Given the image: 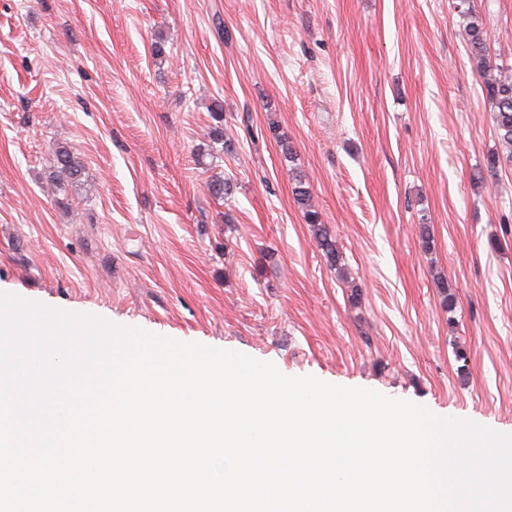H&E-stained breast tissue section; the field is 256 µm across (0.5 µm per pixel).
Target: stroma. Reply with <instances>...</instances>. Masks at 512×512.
I'll use <instances>...</instances> for the list:
<instances>
[{
  "instance_id": "obj_1",
  "label": "stroma",
  "mask_w": 512,
  "mask_h": 512,
  "mask_svg": "<svg viewBox=\"0 0 512 512\" xmlns=\"http://www.w3.org/2000/svg\"><path fill=\"white\" fill-rule=\"evenodd\" d=\"M458 2L0 0V291L511 430L512 161ZM470 4L512 64V0ZM54 172H52V182L55 187L61 188L64 185L61 180L63 177L69 183H76L79 180L82 172V164L80 159L73 151L67 147H59L54 157ZM57 173V174H54ZM294 189L295 201L303 213L306 224H311L316 230L318 247L324 257L330 263H337L339 250L336 240L332 237L328 229L320 222V217L312 203V194L309 187L305 186V180L300 178Z\"/></svg>"
}]
</instances>
